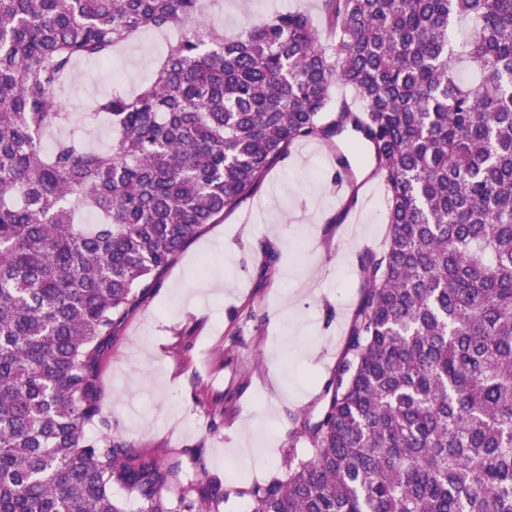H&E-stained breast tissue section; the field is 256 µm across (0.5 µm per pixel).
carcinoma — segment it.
<instances>
[{"label":"carcinoma","instance_id":"cac0c4a2","mask_svg":"<svg viewBox=\"0 0 512 512\" xmlns=\"http://www.w3.org/2000/svg\"><path fill=\"white\" fill-rule=\"evenodd\" d=\"M322 6L330 46L301 12L227 40L202 0H0V512H124L114 487L141 512H222L220 478L112 436L97 367L300 140L373 163L388 232L309 448L251 512H512V0ZM170 28L149 85L94 100L107 152L45 150L79 62Z\"/></svg>","mask_w":512,"mask_h":512}]
</instances>
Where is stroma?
<instances>
[{
	"mask_svg": "<svg viewBox=\"0 0 512 512\" xmlns=\"http://www.w3.org/2000/svg\"><path fill=\"white\" fill-rule=\"evenodd\" d=\"M223 0L212 16L225 35L273 12L300 11L326 28L321 0ZM167 47L148 32L118 53L125 88L155 77ZM63 97L77 120L114 84L111 69L85 62ZM330 145L295 144L262 184L207 225L129 309L100 359L97 382L112 434L165 455L198 452L221 477L224 512H250V485L285 474L289 448L305 450L363 298L361 260L380 252L388 224L377 194L356 228L338 220ZM287 303L284 320L273 308ZM317 342L310 356L305 346ZM262 437L265 451L239 463L235 449Z\"/></svg>",
	"mask_w": 512,
	"mask_h": 512,
	"instance_id": "35a3bbf8",
	"label": "stroma"
}]
</instances>
